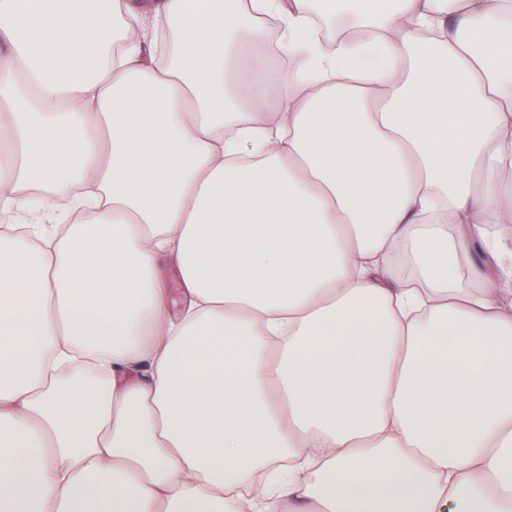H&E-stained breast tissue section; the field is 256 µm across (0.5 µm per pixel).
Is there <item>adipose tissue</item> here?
I'll use <instances>...</instances> for the list:
<instances>
[{"instance_id": "ef3b65f1", "label": "adipose tissue", "mask_w": 512, "mask_h": 512, "mask_svg": "<svg viewBox=\"0 0 512 512\" xmlns=\"http://www.w3.org/2000/svg\"><path fill=\"white\" fill-rule=\"evenodd\" d=\"M0 147V512H512V0H0Z\"/></svg>"}]
</instances>
